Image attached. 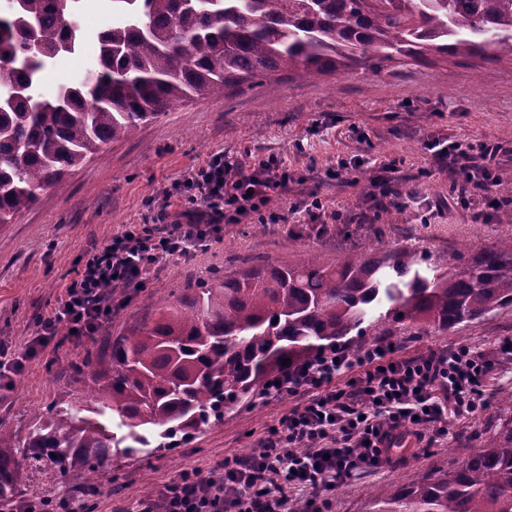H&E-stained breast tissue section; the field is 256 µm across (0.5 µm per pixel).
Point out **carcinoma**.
Returning <instances> with one entry per match:
<instances>
[{
    "label": "carcinoma",
    "instance_id": "cac0c4a2",
    "mask_svg": "<svg viewBox=\"0 0 512 512\" xmlns=\"http://www.w3.org/2000/svg\"><path fill=\"white\" fill-rule=\"evenodd\" d=\"M112 0L81 80L54 95L39 73L84 41L79 0H6L0 15V225L12 224L103 146L194 96L288 69L306 78L416 62L427 50L512 57V0ZM512 309V238L431 259L412 247L214 269L77 367L90 402L35 417L25 441L0 421V502L18 455L92 478L145 427L169 447L224 405L337 341L402 325L445 333ZM288 358L290 362L283 363ZM118 418L119 435L106 421ZM369 512H512V421L455 469L424 471Z\"/></svg>",
    "mask_w": 512,
    "mask_h": 512
}]
</instances>
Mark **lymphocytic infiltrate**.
<instances>
[{
	"instance_id": "lymphocytic-infiltrate-1",
	"label": "lymphocytic infiltrate",
	"mask_w": 512,
	"mask_h": 512,
	"mask_svg": "<svg viewBox=\"0 0 512 512\" xmlns=\"http://www.w3.org/2000/svg\"><path fill=\"white\" fill-rule=\"evenodd\" d=\"M501 149L486 142L431 146L434 157L457 163L451 190L459 204L479 195L506 209L512 196L499 194L494 171ZM293 180L277 159L244 173L214 156L184 181L199 208L175 224L128 225L89 252L77 279L37 320L23 352L0 361V380L19 373L57 336L78 345L98 335L121 306L112 296L115 285H145L160 260L189 256L220 225L239 223L286 194ZM506 360H512L509 336L491 354L458 344L407 355L387 339L355 353L326 349L266 383L265 397L293 405L268 429L259 453L225 457L216 475L183 470L158 496L166 512H292L288 491L300 488L307 493L305 512H327L337 484L396 463L404 452L427 451L447 436L452 418L480 417L487 407L484 385Z\"/></svg>"
}]
</instances>
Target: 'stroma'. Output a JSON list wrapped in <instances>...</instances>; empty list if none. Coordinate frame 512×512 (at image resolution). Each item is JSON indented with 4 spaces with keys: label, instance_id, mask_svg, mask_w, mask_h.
Returning <instances> with one entry per match:
<instances>
[{
    "label": "stroma",
    "instance_id": "obj_1",
    "mask_svg": "<svg viewBox=\"0 0 512 512\" xmlns=\"http://www.w3.org/2000/svg\"><path fill=\"white\" fill-rule=\"evenodd\" d=\"M108 14H81L86 40L79 51L57 56L40 74L44 94L80 80L98 52L97 35L111 22ZM499 143L498 172L512 183V59L487 63L475 58H444L395 65L380 72L353 71L306 79L282 76L277 90L261 81L227 90L225 96L196 97L174 105L140 126L127 140L111 143L69 172L39 201L0 227V346L8 354L23 351L38 318L51 311L58 296L82 268L88 249L103 246L126 225L158 216L175 221L188 210L174 195L183 175L223 155L234 170L248 172L269 157L287 164L296 176L285 196L272 199L268 212L277 222L250 217L222 225L207 247L188 259L159 264L146 288L130 293L101 334L81 345L57 348L27 362L11 388H0V420L27 438L35 412L48 405L66 408L86 402L73 365L81 363L102 340L122 335L150 310L154 295L178 293L214 267L234 272L260 262L284 261L318 249L336 254L400 245L442 256L468 246L479 251L512 237V224L484 198L470 207L453 202L447 169L433 164L431 142ZM399 160L402 190L419 188L421 198L401 199L403 221H386L377 208L370 180L381 163ZM360 167L333 178L338 161ZM321 198L322 223L301 222L292 203ZM512 336V312L503 311L446 333H422L407 353L467 344L494 349ZM512 362L499 371L485 396L480 419L451 421L447 437L411 463L387 465L340 484L330 495V512H367L370 501L385 499L391 488L410 483L417 471L456 468L471 447L494 428L512 420ZM291 403L250 394L227 406L223 419L195 433L172 450L155 445L125 455L114 454L92 495H84L82 471L58 480L20 462V497L65 498L73 512H137L148 492L158 491L181 470L218 469L225 456H249L260 449L267 429Z\"/></svg>",
    "mask_w": 512,
    "mask_h": 512
}]
</instances>
